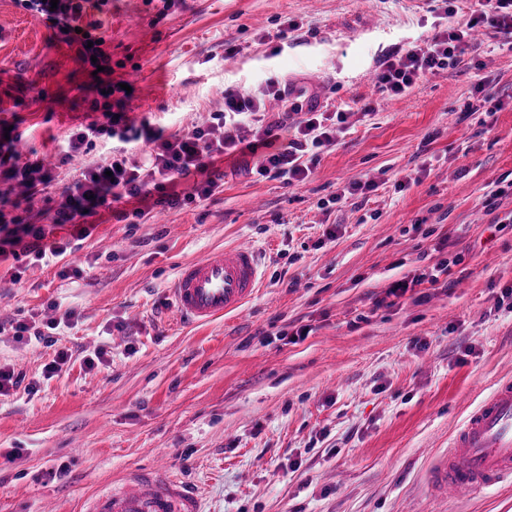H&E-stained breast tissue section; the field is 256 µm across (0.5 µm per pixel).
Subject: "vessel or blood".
Listing matches in <instances>:
<instances>
[{
	"label": "vessel or blood",
	"instance_id": "1",
	"mask_svg": "<svg viewBox=\"0 0 512 512\" xmlns=\"http://www.w3.org/2000/svg\"><path fill=\"white\" fill-rule=\"evenodd\" d=\"M258 253L238 244L182 263L171 288L173 308L189 323H208L241 309L261 283ZM512 480V376L500 377L468 413L446 450L432 460L430 493L450 498ZM91 512H199L186 484L166 474L135 470L119 492L96 497Z\"/></svg>",
	"mask_w": 512,
	"mask_h": 512
}]
</instances>
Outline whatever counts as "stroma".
I'll list each match as a JSON object with an SVG mask.
<instances>
[{
  "instance_id": "obj_1",
  "label": "stroma",
  "mask_w": 512,
  "mask_h": 512,
  "mask_svg": "<svg viewBox=\"0 0 512 512\" xmlns=\"http://www.w3.org/2000/svg\"><path fill=\"white\" fill-rule=\"evenodd\" d=\"M451 6L109 0L112 78L134 87L122 100L98 98L76 48L0 0V129L53 167L41 195L14 188L6 222L37 221L106 157L99 145L57 162L94 101L171 133L223 111L228 88L264 98L277 120L276 81L345 115L301 183L257 174L258 155L238 151L209 199L114 203L75 255L22 259L17 285L0 263V366L23 378L0 396V512H86L138 468L187 483L201 512H512V486L446 501L425 481L480 395L512 375V50L482 32L463 63L409 94L373 79L390 49L425 47L478 4ZM354 180L376 188L341 198ZM137 207L148 217L133 224ZM240 243L259 255L253 300L212 323L180 320L179 265ZM70 263L81 276L61 277ZM440 263L438 284L388 299ZM17 320L58 322L55 344L17 338ZM62 349L68 363L48 376Z\"/></svg>"
}]
</instances>
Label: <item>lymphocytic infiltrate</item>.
Instances as JSON below:
<instances>
[{
  "mask_svg": "<svg viewBox=\"0 0 512 512\" xmlns=\"http://www.w3.org/2000/svg\"><path fill=\"white\" fill-rule=\"evenodd\" d=\"M109 0H17L18 5L35 17L46 20L56 40L77 46L83 63L97 61L106 67L109 55L98 43L100 22H86L88 12L102 11ZM482 26L494 29L505 44L512 46V0H480V8L461 27L437 33L426 47L396 48L380 60L375 79L378 86L399 96L408 93L416 82L428 74L461 63L467 48L472 47V31ZM267 93L282 102L287 115H297L295 124L285 119L263 123L265 103L248 91L229 89L224 93V109L215 113L213 123L196 126L182 133H165L163 129L142 125L133 128L125 117L104 112L102 119L92 120L72 132L62 147L61 163H68L75 154L90 151L99 142L111 144L107 162H89L80 178L64 187L66 198L59 208L44 212L43 223L0 225V258L8 257L10 248L22 247L24 255L50 264L60 257L80 251L90 235V228L100 210L111 208L121 200L158 194L160 202L179 206L213 196L224 186V173L217 159L235 152L242 144L241 130L248 122L258 124V141L266 147L257 166L263 176L283 179L287 184L300 183L313 172L321 149L335 145L336 126L328 115L315 105L292 100L287 89L270 83ZM292 130L289 139L280 133ZM151 144L148 163L136 161V141ZM0 170L7 180L17 181L29 194H37L48 185L52 176L44 172L40 160L22 159L12 141L0 138ZM194 177L195 182L184 197L165 192L167 182L176 178ZM70 225L71 236L47 242L46 224Z\"/></svg>",
  "mask_w": 512,
  "mask_h": 512,
  "instance_id": "obj_1",
  "label": "lymphocytic infiltrate"
}]
</instances>
